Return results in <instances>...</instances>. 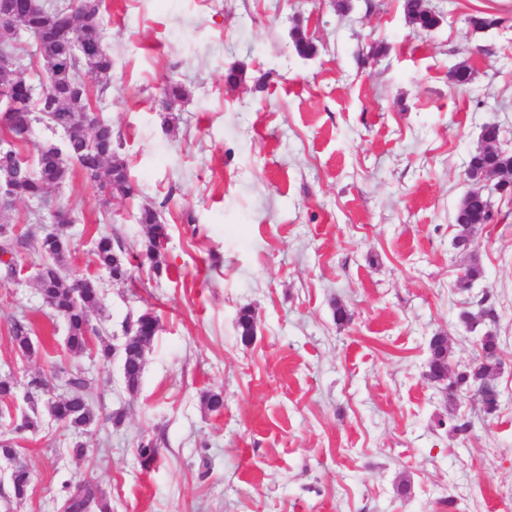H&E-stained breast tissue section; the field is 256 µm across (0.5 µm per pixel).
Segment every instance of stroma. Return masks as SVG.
<instances>
[{
    "mask_svg": "<svg viewBox=\"0 0 512 512\" xmlns=\"http://www.w3.org/2000/svg\"><path fill=\"white\" fill-rule=\"evenodd\" d=\"M349 4L103 0L112 79L93 100L137 194L102 195L75 168L49 197L74 218L65 276L100 282L103 337L120 344L145 312L159 330L129 392L119 359L66 349L37 290V254L0 274V376L22 396L36 373L81 371L100 414L79 435L47 421L18 439L32 484L19 506L0 480V512H63V485L78 478L97 482L112 512H512V201H495L469 253L453 246L482 127L500 125L512 152V0H427L440 24L422 33L404 0ZM480 11L497 25L473 30ZM298 27L312 58L294 49ZM464 60L475 73L459 91L448 73ZM171 77L187 95L168 109ZM144 206L167 228L163 265L113 282L95 240L142 251ZM472 253L485 275L457 288ZM485 294L497 320L462 321ZM16 319L34 356L13 347ZM488 332L499 343L491 414L475 388L450 400L425 376L432 336H447L458 372ZM212 390L221 412L202 405ZM116 411L117 426L104 419ZM144 437L161 448L148 470ZM10 332L12 344L19 354L31 356L36 352L37 346L31 336V328L27 322L14 320Z\"/></svg>",
    "mask_w": 512,
    "mask_h": 512,
    "instance_id": "stroma-1",
    "label": "stroma"
}]
</instances>
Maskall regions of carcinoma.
<instances>
[{
    "mask_svg": "<svg viewBox=\"0 0 512 512\" xmlns=\"http://www.w3.org/2000/svg\"><path fill=\"white\" fill-rule=\"evenodd\" d=\"M100 0H78L72 14H67L58 3H46L44 0H0V11L16 13L21 25L27 28L30 36L51 34L52 40L41 43L38 53L40 69L36 75L44 81H50L47 66L49 61L59 55L71 56V68L78 75V83L84 85V93L79 96L67 88L56 89L58 111L49 118L54 130L78 131L77 136L65 139L66 149L59 155L42 150L36 146V166L32 174L19 178L15 183L16 200L45 197L50 189L63 185L71 174V167H78L102 193L119 194L131 197L135 193L128 165L117 156L113 148L112 126L109 124L90 127L81 122L82 114L89 108L90 86L84 76L107 82L112 75V56L104 47L96 45L102 36L100 21ZM406 20L416 31H428L436 28L439 18L426 11L419 0H405ZM80 40L84 46L93 50L88 55H70L71 43ZM296 53L310 58L317 52L314 41L301 29L293 35ZM30 63L23 62L19 70L0 72V86L10 87L12 96L20 106L4 115L0 114V135L8 133L12 145L7 156L0 155V174L18 166H26L21 148L34 143L36 125L41 123L40 108L36 100L28 97L26 88L32 84L28 77ZM473 68L465 62L457 64L450 72L449 79L456 87H464L472 79ZM186 96L184 86L174 80L168 81L162 88L161 103L167 108L174 106ZM499 127L489 124L483 134L484 145L474 150L467 165V180L474 185L485 181L493 184L511 185L506 196L512 198V154L498 148ZM159 214L151 207L139 211V221L147 230L145 250L130 253L113 241L108 234L97 237L95 257L99 268L115 282H125L131 277L134 266L150 264L153 269L160 268L165 251L166 234L164 225L158 223ZM494 220V211L488 206V196L474 188L461 199L454 222L458 229L461 250L468 248V234L477 227L490 224ZM34 250L40 254L46 272L36 281L49 308L60 315L66 325V348L74 353L84 352L93 346L105 361L114 357V347L100 336V330L92 324V314L100 308L101 292L95 278L89 276L68 280L60 274L65 258L69 253V241L66 234L58 230L34 240L23 233L6 237L0 241V253L10 254L11 260L3 263L5 275L11 277L17 272L16 259L25 251ZM484 278L483 265L477 255H469L467 265L456 280L459 288H468L474 282ZM159 327L157 317L152 314L141 315L136 320L134 331L121 349L122 370L126 389L134 393L138 390L144 370V352L152 343ZM241 340L249 342L254 335V322L249 311L241 312L238 319ZM11 340L15 350L24 356H31L37 346L31 336L30 325L22 320H14L11 326ZM497 337L488 334L481 340V354L467 370L448 379L445 392L448 399L463 386L477 387L485 411L489 414L497 410V391L491 382L498 364ZM451 353L448 340L441 334L432 336L429 343L428 378L431 381L442 377L449 369ZM63 390V395L49 402L47 415L63 420L62 426L79 434L92 425L97 415L94 409L93 382L78 371L55 369L48 374L32 377L28 382L27 410L21 421L13 424V433H37L42 424V415L38 410L39 393L53 383ZM138 454L141 463L151 465L159 455V448L152 439L140 442ZM32 475L23 465H13L9 474L10 489L17 503H23L31 487ZM64 512H110L111 506L104 489L89 480H69L64 484Z\"/></svg>",
    "mask_w": 512,
    "mask_h": 512,
    "instance_id": "obj_1",
    "label": "carcinoma"
}]
</instances>
